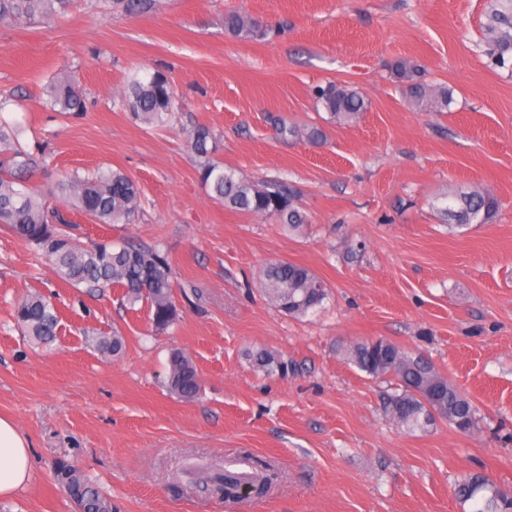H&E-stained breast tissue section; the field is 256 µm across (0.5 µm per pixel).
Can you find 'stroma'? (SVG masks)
<instances>
[{
	"mask_svg": "<svg viewBox=\"0 0 512 512\" xmlns=\"http://www.w3.org/2000/svg\"><path fill=\"white\" fill-rule=\"evenodd\" d=\"M488 0H73L49 26L0 23V120L50 164L38 179L99 166L141 190L133 224L71 214L82 240L135 242L169 259L178 317L155 330L147 304L117 287L74 288L0 226V417L33 450V476L0 512H75L54 477L71 462L115 512H469L453 494L479 471L512 487V72L473 46ZM242 9L268 29L244 41L224 29ZM419 66L448 85L446 112H421L392 69ZM171 76L179 104L167 128L135 122L115 100L138 70ZM67 70L86 112L54 111L50 78ZM366 101L351 125L315 104L328 82ZM207 125L212 158L256 183L291 188L309 223L291 235L275 220L225 209L202 183L185 131ZM323 128L318 144L282 138L279 125ZM480 188L499 202L487 224L452 229L432 204ZM274 261L303 265L330 290L317 315L278 312L260 288ZM50 297L54 344L17 329L15 304ZM119 331L108 358L90 335ZM385 339L420 353L479 408L465 435L439 421L407 434L384 413L392 382L346 363L340 345ZM263 348L287 375L257 369ZM201 378L198 400L166 385L172 350ZM277 474L271 493L227 504L185 489L188 463L242 464Z\"/></svg>",
	"mask_w": 512,
	"mask_h": 512,
	"instance_id": "obj_1",
	"label": "stroma"
}]
</instances>
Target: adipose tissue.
<instances>
[{
  "mask_svg": "<svg viewBox=\"0 0 512 512\" xmlns=\"http://www.w3.org/2000/svg\"><path fill=\"white\" fill-rule=\"evenodd\" d=\"M31 446L17 427L0 417V498L13 496L31 479Z\"/></svg>",
  "mask_w": 512,
  "mask_h": 512,
  "instance_id": "obj_1",
  "label": "adipose tissue"
}]
</instances>
